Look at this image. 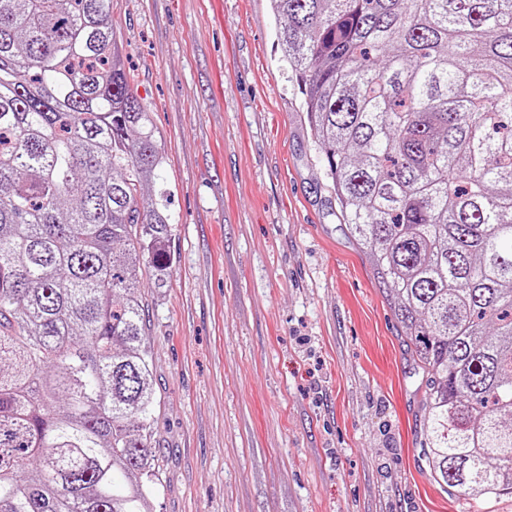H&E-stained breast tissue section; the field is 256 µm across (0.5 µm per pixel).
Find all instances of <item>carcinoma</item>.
Segmentation results:
<instances>
[{"label":"carcinoma","instance_id":"obj_1","mask_svg":"<svg viewBox=\"0 0 512 512\" xmlns=\"http://www.w3.org/2000/svg\"><path fill=\"white\" fill-rule=\"evenodd\" d=\"M339 215L425 378L423 454L512 494V0H271ZM112 0H0V512H151L136 296L167 193Z\"/></svg>","mask_w":512,"mask_h":512}]
</instances>
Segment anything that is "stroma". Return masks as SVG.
I'll return each instance as SVG.
<instances>
[{"mask_svg":"<svg viewBox=\"0 0 512 512\" xmlns=\"http://www.w3.org/2000/svg\"><path fill=\"white\" fill-rule=\"evenodd\" d=\"M169 188L152 512H512L422 456L413 344L338 218L270 0H112Z\"/></svg>","mask_w":512,"mask_h":512,"instance_id":"1","label":"stroma"}]
</instances>
